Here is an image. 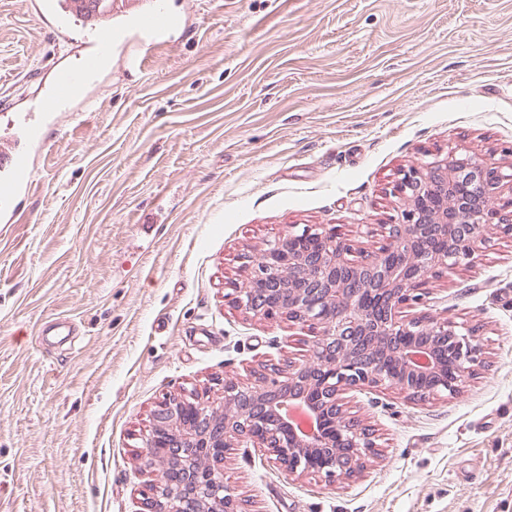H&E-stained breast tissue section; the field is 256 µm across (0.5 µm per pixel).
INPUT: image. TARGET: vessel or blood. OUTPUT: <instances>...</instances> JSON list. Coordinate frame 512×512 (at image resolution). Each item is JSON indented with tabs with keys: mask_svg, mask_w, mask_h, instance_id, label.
Here are the masks:
<instances>
[{
	"mask_svg": "<svg viewBox=\"0 0 512 512\" xmlns=\"http://www.w3.org/2000/svg\"><path fill=\"white\" fill-rule=\"evenodd\" d=\"M127 34L123 43H115L105 29L92 31L87 50L90 58L117 56L125 70L141 71L152 50L168 41L171 20L166 11L157 5L136 7L124 11ZM78 79L77 73L65 70L58 76L57 90L42 101L37 113H21L9 122L0 134V222H17L20 213L16 206L19 194L28 193L30 180L27 175L32 148L39 140L44 127L53 122L59 113L68 111V90Z\"/></svg>",
	"mask_w": 512,
	"mask_h": 512,
	"instance_id": "b4317fda",
	"label": "vessel or blood"
}]
</instances>
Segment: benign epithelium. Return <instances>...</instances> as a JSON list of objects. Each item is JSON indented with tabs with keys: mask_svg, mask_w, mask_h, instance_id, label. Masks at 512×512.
<instances>
[{
	"mask_svg": "<svg viewBox=\"0 0 512 512\" xmlns=\"http://www.w3.org/2000/svg\"><path fill=\"white\" fill-rule=\"evenodd\" d=\"M511 180V170L467 154L434 157L401 171V222L377 254L358 259L353 244L308 225L267 241L233 303L254 318L316 327L310 357L250 386L224 380L221 417L190 395L157 406L141 448L161 474L148 512H239L220 465L240 442L267 449L290 476L353 477L376 449L348 416L346 394L386 386L410 399L455 395L481 365L479 336L405 309L427 279L475 262L481 225L512 236V214L497 204Z\"/></svg>",
	"mask_w": 512,
	"mask_h": 512,
	"instance_id": "7a95c632",
	"label": "benign epithelium"
}]
</instances>
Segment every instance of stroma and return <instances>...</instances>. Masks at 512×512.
I'll return each mask as SVG.
<instances>
[{"label":"stroma","mask_w":512,"mask_h":512,"mask_svg":"<svg viewBox=\"0 0 512 512\" xmlns=\"http://www.w3.org/2000/svg\"><path fill=\"white\" fill-rule=\"evenodd\" d=\"M142 72L100 65L32 153L0 224V512H139L140 446L170 395L304 360L315 331L236 309L265 242L309 225L375 254L406 166L465 152L512 169V0H166ZM0 0V114L33 111L84 52ZM423 313L475 328L451 397L381 387L346 409L378 450L357 478L227 449L241 512H512V238L430 279ZM68 336L41 337L50 321Z\"/></svg>","instance_id":"obj_1"}]
</instances>
